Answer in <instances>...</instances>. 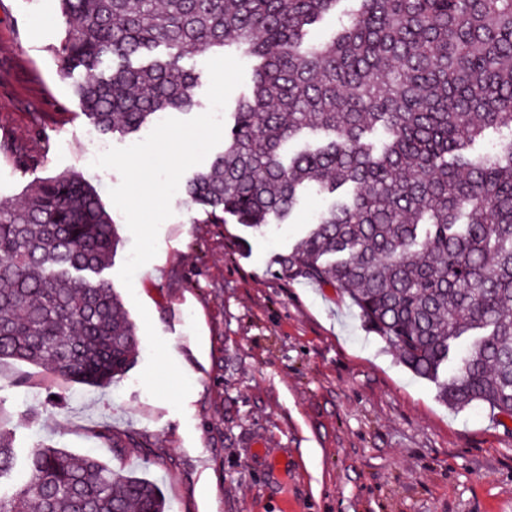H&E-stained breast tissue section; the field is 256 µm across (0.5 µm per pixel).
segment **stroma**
<instances>
[{
    "instance_id": "1",
    "label": "stroma",
    "mask_w": 512,
    "mask_h": 512,
    "mask_svg": "<svg viewBox=\"0 0 512 512\" xmlns=\"http://www.w3.org/2000/svg\"><path fill=\"white\" fill-rule=\"evenodd\" d=\"M63 32L58 0H0V208L79 172L116 225L107 277L141 339L127 374L102 387L0 360V416L18 454H93L157 481L172 512H512V420L449 410L336 289L282 271L278 255L326 195L309 191L289 223L263 234L231 219L200 223L176 192L156 256L124 286L133 236L109 196L121 177L92 162L98 144L144 135L106 137L83 115L51 51ZM8 145L32 164L18 168ZM141 305L191 381L183 411L139 381L149 356ZM104 427L137 445L113 447L96 436ZM256 442L265 458L252 457Z\"/></svg>"
}]
</instances>
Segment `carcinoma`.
I'll list each match as a JSON object with an SVG mask.
<instances>
[{"label": "carcinoma", "mask_w": 512, "mask_h": 512, "mask_svg": "<svg viewBox=\"0 0 512 512\" xmlns=\"http://www.w3.org/2000/svg\"><path fill=\"white\" fill-rule=\"evenodd\" d=\"M52 48L103 135L198 105L188 56L255 60L224 151L184 186L210 224L281 225L312 189L335 197L278 264L335 288L454 412L512 420V0H352L333 37L308 27L341 0H59ZM324 140L289 159L304 131ZM382 131L376 149L369 135ZM507 133L486 152V132ZM119 244L77 173L0 210V360L101 386L138 351L103 277ZM16 468L0 417V480ZM0 512H170L159 485L92 455L30 449Z\"/></svg>", "instance_id": "carcinoma-1"}]
</instances>
